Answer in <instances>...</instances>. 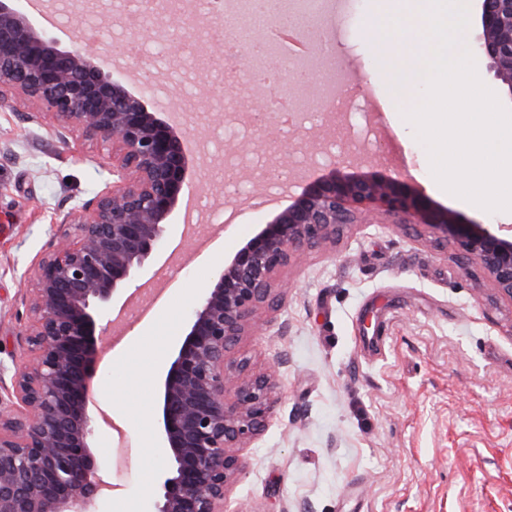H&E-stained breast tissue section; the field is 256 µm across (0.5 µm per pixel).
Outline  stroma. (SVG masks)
Here are the masks:
<instances>
[{"mask_svg":"<svg viewBox=\"0 0 512 512\" xmlns=\"http://www.w3.org/2000/svg\"><path fill=\"white\" fill-rule=\"evenodd\" d=\"M122 27L84 37L81 25L56 11L45 30L64 50L80 45L106 58L125 33L138 34L140 58L130 87L151 81L157 109L172 92L197 122L196 137L222 132L221 86L201 60L211 42L198 30L185 62L170 66L163 40L141 36L137 0H112ZM372 0H351L339 21L309 23L354 81L345 100H381L366 39ZM465 43L481 81L512 110L479 48L480 7L470 4ZM354 116L336 115L299 131L301 166L333 163L324 144L352 143ZM366 145L372 173L395 175L423 164L415 131L395 134L388 119ZM273 149L262 138L224 134L221 145L191 157L188 183L205 231L181 236L174 215L165 242L127 287L135 316L96 314L101 348L93 367L94 400L108 416L93 442L112 487L96 512H150L168 450L157 435V381L174 358L190 311L225 257L269 217L250 200L265 194L259 163ZM237 166L236 195L215 190L226 159ZM112 183V149L61 132L27 101L0 109V365L13 370L26 354L31 320L26 297L32 266L48 250L59 214ZM433 204L482 224H511L512 211L488 212L417 179ZM291 288L281 305L261 310L259 334L242 337L235 355L275 370L276 404L264 431L241 449L244 468L227 493L228 512H512V304L495 299L478 267L462 271L454 257L413 230L364 214L337 243L292 261L278 273Z\"/></svg>","mask_w":512,"mask_h":512,"instance_id":"35a3bbf8","label":"stroma"}]
</instances>
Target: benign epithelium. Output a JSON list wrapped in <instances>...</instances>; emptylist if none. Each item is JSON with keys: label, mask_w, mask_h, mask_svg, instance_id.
Wrapping results in <instances>:
<instances>
[{"label": "benign epithelium", "mask_w": 512, "mask_h": 512, "mask_svg": "<svg viewBox=\"0 0 512 512\" xmlns=\"http://www.w3.org/2000/svg\"><path fill=\"white\" fill-rule=\"evenodd\" d=\"M209 20L154 19L182 56L179 31ZM481 50L512 97V0H480ZM21 97L59 130L112 146V186L71 208L57 241L37 262L29 295L27 359L0 396V512H92L106 482L93 452V312L111 302L159 249L188 188L191 122L148 107L120 71L95 55L61 50L36 29L19 0H0V104ZM395 226H419L440 249L453 246L463 270L479 267L512 303V226L480 224L430 203L406 177L310 174L284 208L249 237L206 289L160 385L161 435L169 465L153 512H224L242 472L238 451L265 426L272 375L233 359L258 326L261 307L288 291L277 273L329 244L369 209Z\"/></svg>", "instance_id": "7a95c632"}]
</instances>
